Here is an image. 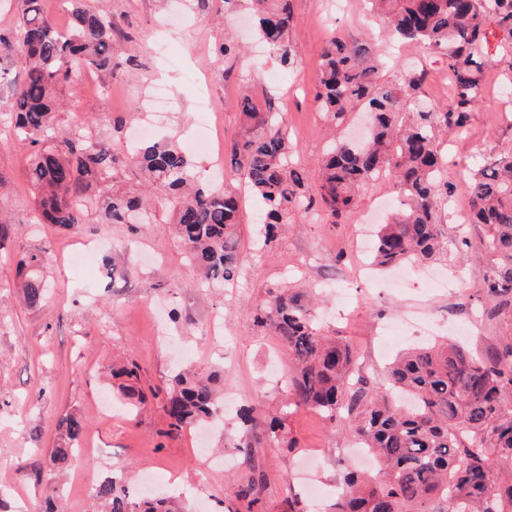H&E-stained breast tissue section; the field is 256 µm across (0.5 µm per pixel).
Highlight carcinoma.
Segmentation results:
<instances>
[{"label":"carcinoma","instance_id":"obj_1","mask_svg":"<svg viewBox=\"0 0 512 512\" xmlns=\"http://www.w3.org/2000/svg\"><path fill=\"white\" fill-rule=\"evenodd\" d=\"M369 16L381 18L397 39L415 43L445 58L452 88L448 110L422 106L408 122L398 120L404 101L423 74L407 73L397 87L381 80L380 58L357 42L331 35L316 80L315 99L325 120L341 126L361 106L371 126L361 141L340 140L322 159L319 180L290 158L288 131L273 96L258 101L250 73L240 75L239 108L246 118L243 139L234 144L233 180L220 188L199 182L195 168L175 139L144 140L133 148L143 177L139 192L118 186L126 167L125 150L73 126L54 136L56 93L82 73L110 74L124 52L112 39L109 14L92 11L84 0H64L69 26L58 30L44 15L42 0H24L15 30L0 31V56L19 64L20 83L0 70L11 91L15 140L29 148L26 171L37 192L39 219L69 228L97 208L104 224H135L152 217L155 204L170 212L168 230L183 246L195 275L232 285L244 266L238 247V181L249 188L265 213L261 247L277 240L280 228L296 227L311 215L331 223L350 212L366 183L391 181L403 209L381 225L372 263L394 268L436 255L446 235L445 210L457 189L448 180L446 136L462 133L483 100L484 76L498 61L484 52L488 27L503 32L512 45V0H366ZM230 12L242 8L258 19V37L269 53L291 68L298 56L288 30L291 0H224ZM470 200L468 221L481 233L464 237L475 254L490 260L480 292L482 315L512 321V147L467 168L461 178ZM41 249L22 261L23 302L42 304L46 284ZM305 290L281 288L253 314L256 327L279 336L292 370L285 400L260 421L250 409L240 415L236 448L252 461L251 448L263 441L296 447L285 431L290 408L319 412L335 431L354 435L373 455L372 474L343 470L340 493L328 512H512V334L481 354L452 342L434 343L401 354L384 381L356 370L349 345L321 330ZM112 380L138 416L146 396L137 387L139 367L123 363ZM224 371H179L165 395L168 435L212 418L223 395ZM85 423L74 412L56 422L49 459L61 474L79 461ZM262 475H251L237 498L251 510L261 502ZM97 512H181L177 500L134 493L123 479L105 476L92 490Z\"/></svg>","mask_w":512,"mask_h":512}]
</instances>
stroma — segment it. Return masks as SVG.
I'll return each instance as SVG.
<instances>
[{
	"instance_id": "35a3bbf8",
	"label": "stroma",
	"mask_w": 512,
	"mask_h": 512,
	"mask_svg": "<svg viewBox=\"0 0 512 512\" xmlns=\"http://www.w3.org/2000/svg\"><path fill=\"white\" fill-rule=\"evenodd\" d=\"M112 17V36L127 48L130 61L114 74L89 73L82 86L58 90L66 104L56 131L65 135L75 122L87 124L100 140L115 145L153 123L158 136L191 142L201 120H208L212 155L229 157L245 123L237 105V77L250 71L257 98L274 94L293 145L292 158L318 175L317 162L329 143L328 127L314 100L321 54L330 33L378 43L383 55L416 54L380 41L363 17L362 0H345L343 12L329 0H292L290 37L298 48L293 70L282 71L264 49L250 47L253 19L224 11L222 0L189 6L188 0H87ZM234 28L247 52L220 56L226 28ZM173 44L168 59L155 58V40ZM427 76L405 111L419 103L447 110L451 103L448 71L440 56H426ZM164 88L172 103L162 119L152 120L150 94ZM485 97L471 114L462 136L449 138L448 177L456 181L463 166H476L512 145V112L502 105L507 83L502 70L485 75ZM10 91L0 92V224L17 232L0 246V500L9 512H36L51 477L48 451L55 443L60 414L81 415L109 459L95 462L99 471H121L139 484L153 473L157 494L168 483L194 487L200 500L190 512H239L237 487L249 470L236 443L235 410L253 406L263 414L282 395L291 361L274 334L260 331L252 314L269 290L307 279L326 288L321 319L329 332L346 340L363 372L383 377L389 362L371 338L377 326L416 311L436 326L435 333L457 339L474 352L483 351L512 325L482 319L477 290L486 262L462 257V236H477L462 209L470 198L458 192L457 209L444 217L447 243L429 263L416 267L408 287H393V276L371 270L361 249L360 218L391 196L388 180L366 184L352 215L332 224L307 219L299 230L279 238L271 252L255 245L256 204L243 197L239 226L240 252L246 255L244 275L234 286L198 283L179 242L167 230L168 211L157 208L152 223L129 228L101 223L89 213L85 223L63 230L36 221L34 193L26 178L25 150L12 136ZM127 120L115 128L114 116ZM212 155L196 154L201 178L223 180L212 168ZM95 251V265L84 274L68 265L78 248ZM45 248L50 264L43 277L48 289L45 307L31 308L15 299L16 269L35 250ZM135 362L144 388L165 391L179 365L192 363L224 373V389L233 396L222 428L166 437L161 400H151L137 419L100 418L97 405L119 404L120 395L104 368L115 357ZM298 448L265 444L253 448L256 465L265 474L262 512H287L293 494L306 483L333 488L341 470L359 468L346 450L352 442L332 431L317 412L299 409L285 421ZM233 457L232 466L207 463L216 449Z\"/></svg>"
}]
</instances>
